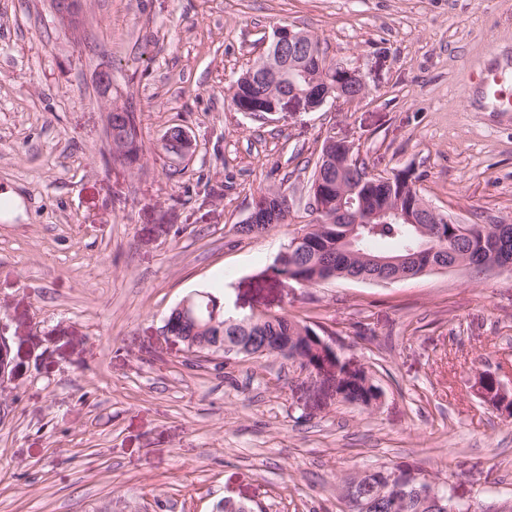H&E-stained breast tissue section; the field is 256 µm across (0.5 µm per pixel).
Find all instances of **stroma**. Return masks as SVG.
Returning a JSON list of instances; mask_svg holds the SVG:
<instances>
[{"label":"stroma","instance_id":"stroma-1","mask_svg":"<svg viewBox=\"0 0 512 512\" xmlns=\"http://www.w3.org/2000/svg\"><path fill=\"white\" fill-rule=\"evenodd\" d=\"M278 26L318 36L368 96L237 111ZM507 54L512 0H85L75 29L48 0H0V192L24 204L0 219V512H348L342 481L396 464L461 512H512V419L474 388L512 362V270L306 288L276 263L313 219L330 135L463 223L512 224V112L474 93ZM102 66L137 118L132 167L109 155ZM174 126L182 158L161 145ZM277 188L287 222L241 234ZM198 291L319 325L380 403L281 357L195 361L162 327ZM339 389L345 393L346 401L358 403L366 409L377 406L381 396L380 387L373 376L365 370H362L352 381L341 380Z\"/></svg>","mask_w":512,"mask_h":512}]
</instances>
